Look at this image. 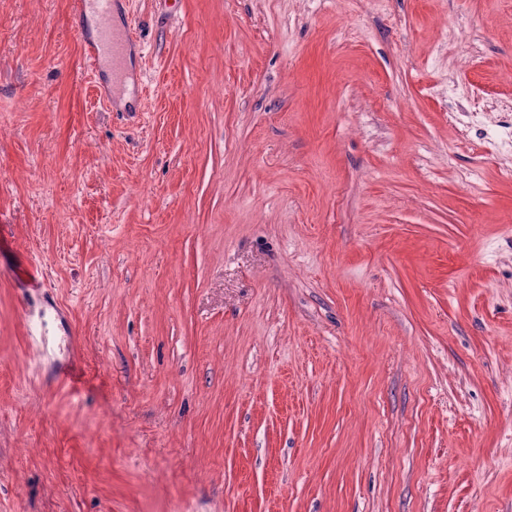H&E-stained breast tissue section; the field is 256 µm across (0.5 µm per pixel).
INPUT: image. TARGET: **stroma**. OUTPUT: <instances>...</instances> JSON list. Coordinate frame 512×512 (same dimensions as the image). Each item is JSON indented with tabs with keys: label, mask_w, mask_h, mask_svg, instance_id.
<instances>
[{
	"label": "stroma",
	"mask_w": 512,
	"mask_h": 512,
	"mask_svg": "<svg viewBox=\"0 0 512 512\" xmlns=\"http://www.w3.org/2000/svg\"><path fill=\"white\" fill-rule=\"evenodd\" d=\"M0 0V512H512V0ZM116 0H75L72 7L75 12H93L105 26L112 16ZM89 49L86 50L85 57L87 64L91 71L96 68V65L100 59L101 53L104 48L108 49L112 53V64L114 69L118 68L121 64L123 51L125 49V44L122 38L118 37H109L107 35V30L104 31V39L100 42V44H87Z\"/></svg>",
	"instance_id": "35a3bbf8"
}]
</instances>
